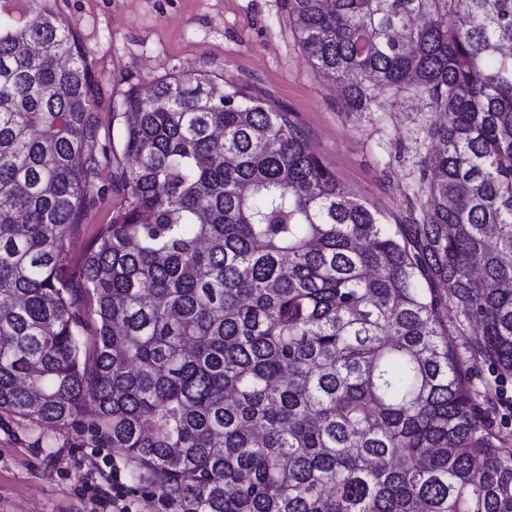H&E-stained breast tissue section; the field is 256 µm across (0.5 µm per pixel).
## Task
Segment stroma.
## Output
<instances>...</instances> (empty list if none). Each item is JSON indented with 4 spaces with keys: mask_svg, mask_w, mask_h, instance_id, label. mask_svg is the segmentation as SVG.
<instances>
[{
    "mask_svg": "<svg viewBox=\"0 0 512 512\" xmlns=\"http://www.w3.org/2000/svg\"><path fill=\"white\" fill-rule=\"evenodd\" d=\"M52 7L73 25L99 80L97 140L112 148L100 174L108 191L74 226L68 264L81 261L100 227L126 205L117 179L127 163L120 110L126 91H147L171 73L243 85L293 113L338 185L389 223L404 219L415 202L417 168L433 146L424 132L431 115L412 98L387 112L344 111L336 82L313 68L281 0H52ZM131 471L120 452L94 447L76 430L0 413V512H93L83 488L88 473H99L107 491L119 474L131 490ZM128 502L132 512H156L132 490Z\"/></svg>",
    "mask_w": 512,
    "mask_h": 512,
    "instance_id": "obj_1",
    "label": "stroma"
}]
</instances>
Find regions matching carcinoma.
Segmentation results:
<instances>
[{"mask_svg":"<svg viewBox=\"0 0 512 512\" xmlns=\"http://www.w3.org/2000/svg\"><path fill=\"white\" fill-rule=\"evenodd\" d=\"M0 7V412L131 461L161 512H512V0H283L348 112L405 93L420 213L345 194L245 86L121 102L127 199L69 274L111 148L50 0Z\"/></svg>","mask_w":512,"mask_h":512,"instance_id":"1","label":"carcinoma"}]
</instances>
